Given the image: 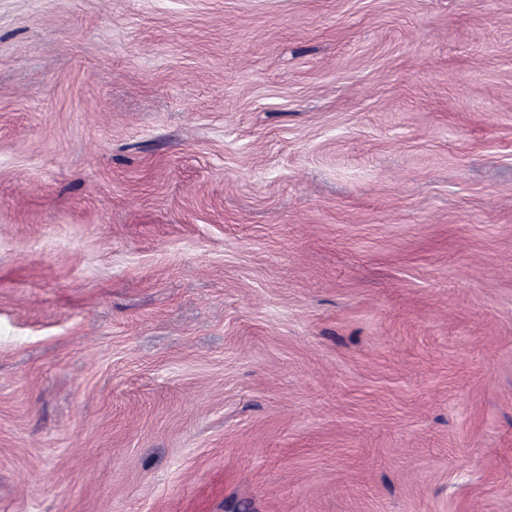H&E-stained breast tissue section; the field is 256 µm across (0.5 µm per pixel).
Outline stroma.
I'll return each mask as SVG.
<instances>
[{
  "instance_id": "obj_1",
  "label": "stroma",
  "mask_w": 512,
  "mask_h": 512,
  "mask_svg": "<svg viewBox=\"0 0 512 512\" xmlns=\"http://www.w3.org/2000/svg\"><path fill=\"white\" fill-rule=\"evenodd\" d=\"M0 512H512V0H0Z\"/></svg>"
}]
</instances>
